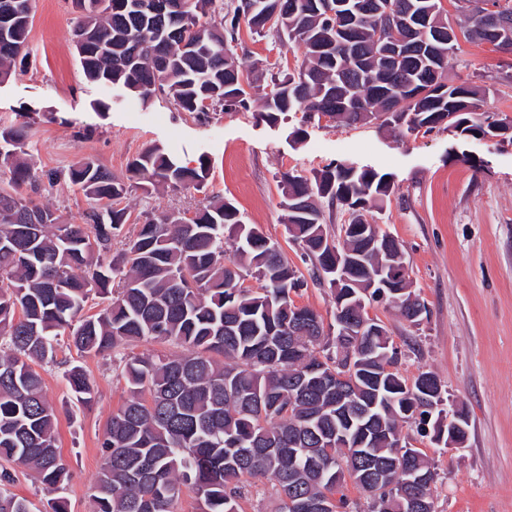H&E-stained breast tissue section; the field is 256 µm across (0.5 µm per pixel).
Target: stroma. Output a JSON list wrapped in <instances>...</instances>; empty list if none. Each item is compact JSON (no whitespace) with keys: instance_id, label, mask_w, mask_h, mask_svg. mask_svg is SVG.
<instances>
[{"instance_id":"obj_1","label":"stroma","mask_w":512,"mask_h":512,"mask_svg":"<svg viewBox=\"0 0 512 512\" xmlns=\"http://www.w3.org/2000/svg\"><path fill=\"white\" fill-rule=\"evenodd\" d=\"M80 11L73 0H35L26 71L0 83V128L30 117L27 150L42 183L37 202L78 222L88 202L66 174L84 157L123 177L144 148L157 143L185 165L207 156L198 188L133 187L127 203L141 211H192L215 197L232 202L244 224L277 242L289 262L308 273L302 249L289 239L278 206L282 173L312 176L328 165L372 167L388 174L394 193L374 219L404 246L412 288L429 313L411 325L384 306L374 315L399 349L409 378L428 371L446 390L450 408L464 409V448L436 445L432 431L406 426L431 463L436 512H512V145L461 139L447 130L396 138L379 124L345 128L301 113L271 123L250 110L203 122L161 96L136 98L123 86L88 83L74 47ZM240 61L262 72L272 62L294 67L299 49H273L270 39L245 35ZM481 75L488 95L478 111L512 116V55L485 43L461 42L448 60V80ZM57 172L55 184L44 181ZM59 356L82 365L97 391L89 405L72 396L61 366L39 371L57 411V446L70 477L62 492L68 512H92L90 495L103 459L101 431L127 396L115 363L124 355L177 354L176 345L140 341L102 355H80L60 337Z\"/></svg>"}]
</instances>
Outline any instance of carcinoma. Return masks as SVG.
Returning <instances> with one entry per match:
<instances>
[{"mask_svg":"<svg viewBox=\"0 0 512 512\" xmlns=\"http://www.w3.org/2000/svg\"><path fill=\"white\" fill-rule=\"evenodd\" d=\"M187 7L161 15L143 0H88L74 35L86 79L105 87L122 85L147 101L163 94L182 112L207 119L210 113L247 111L259 102L261 115L277 123L290 112L310 119L329 107L339 124L369 122L388 112L382 126L398 136L428 133L454 124L455 135L475 138L500 126L512 142V118L478 112L473 100L485 88L471 80L448 82V57L458 36L442 18L439 0H238L231 19L224 0H184ZM492 7L500 20L494 33L478 24L464 39L498 38L512 45V0H469ZM0 20V81L17 72L28 56L32 0ZM404 15L414 36L411 54L393 59V74L375 69L384 51L372 40L386 12ZM208 20H203V17ZM356 22L357 47L347 46L344 28ZM274 42L303 49V59L285 72L273 64L270 82L242 67L235 44L241 26ZM211 100L203 111V100ZM30 121L0 130V512H32L24 496L5 488L13 481L4 464L34 472L49 493L68 481L56 447V415L36 366L57 362L58 337L67 335L80 354H99L121 342L154 339L182 348L175 357L132 356L123 360L124 404L106 422L99 447L103 464L92 487L93 512H177L183 490L198 512H240L247 482L263 477L281 497L280 512H315L330 497L331 512H435V472L414 446H396L397 416L419 408L425 421L444 409L441 389L418 385L396 365L399 353L386 326L367 324L341 336L340 319L370 288L375 255L363 228L372 210L383 209L393 192L386 174L372 168L336 165L307 178L280 177L279 207L289 237L311 261L304 276L280 246L242 223L237 208L222 199L195 209L191 224L181 213L143 211L137 230L122 205L132 181L152 186L197 188L208 176V159L189 167L164 147L153 145L117 177L93 159L69 169L70 183L89 202L81 222L23 195L36 177L25 149ZM348 213L339 238L327 233V216L317 201ZM121 239L111 259L112 242ZM235 244L237 261L224 264V240ZM350 258L348 282L337 288L330 268L336 253ZM252 276L254 291L240 287ZM312 284L334 297L333 323L305 306L304 319L288 313L291 293ZM398 300L400 315L413 325L428 315L411 291ZM105 304L87 313L90 300ZM366 349L354 362L355 399L362 404L351 425L336 393V360L328 354L344 344ZM64 377L75 399L90 403L95 389L82 366L69 364ZM389 473L390 489L367 501L348 494L364 491L368 458Z\"/></svg>","mask_w":512,"mask_h":512,"instance_id":"obj_1","label":"carcinoma"}]
</instances>
